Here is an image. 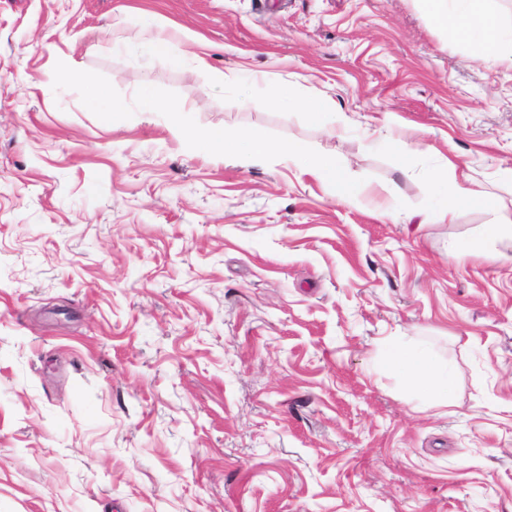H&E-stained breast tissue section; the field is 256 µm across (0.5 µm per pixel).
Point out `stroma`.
<instances>
[{
    "label": "stroma",
    "mask_w": 512,
    "mask_h": 512,
    "mask_svg": "<svg viewBox=\"0 0 512 512\" xmlns=\"http://www.w3.org/2000/svg\"><path fill=\"white\" fill-rule=\"evenodd\" d=\"M144 11L192 34L182 65L124 52ZM254 77L353 123L249 101ZM187 128L304 143L360 192ZM442 166L512 211V63L418 0H0V512H512V262L448 260L512 232L441 218ZM73 78L86 88L88 106L97 112H103L110 120L113 119L114 115L118 112L108 93L97 88L93 79L88 75H80ZM306 114L314 123L325 125L336 122V104L328 97H315L303 103ZM390 362L401 370L409 387L429 394L439 405H447L448 373L430 354L398 349L392 353Z\"/></svg>",
    "instance_id": "35a3bbf8"
}]
</instances>
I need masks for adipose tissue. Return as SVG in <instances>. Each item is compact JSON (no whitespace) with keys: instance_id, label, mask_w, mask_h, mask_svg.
<instances>
[{"instance_id":"1","label":"adipose tissue","mask_w":512,"mask_h":512,"mask_svg":"<svg viewBox=\"0 0 512 512\" xmlns=\"http://www.w3.org/2000/svg\"><path fill=\"white\" fill-rule=\"evenodd\" d=\"M482 0H423L427 14L447 29L449 35L465 38L476 54L488 52L499 30L496 15L481 5ZM263 102L293 107L303 105L314 123L325 125L336 120V104L327 97H315L298 102L288 86L268 89ZM190 140L203 142L209 152L228 160L247 161L256 156H279L294 159L302 175L311 177L335 189L342 200H352L356 189L346 176L345 166L335 156L315 154L305 146L288 141H269L244 132L197 131L190 133ZM427 184L433 200L443 216H451L461 205H480L497 208L498 202L483 191L455 180L447 173L428 176ZM390 362L398 367L406 384L429 394L437 404L448 402V375L439 363L427 353L396 350Z\"/></svg>"}]
</instances>
